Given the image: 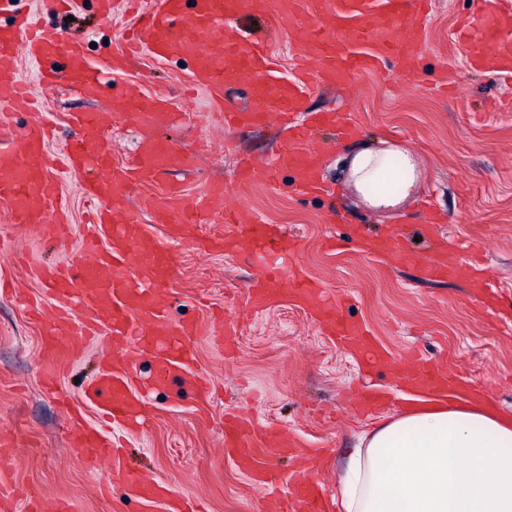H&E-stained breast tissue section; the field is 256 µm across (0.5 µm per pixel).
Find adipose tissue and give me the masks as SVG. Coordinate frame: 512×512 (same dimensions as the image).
<instances>
[{
  "mask_svg": "<svg viewBox=\"0 0 512 512\" xmlns=\"http://www.w3.org/2000/svg\"><path fill=\"white\" fill-rule=\"evenodd\" d=\"M392 152L364 151L351 166L376 207L409 195L413 163L393 184ZM346 512H512V420L492 407L427 401L362 438L340 478Z\"/></svg>",
  "mask_w": 512,
  "mask_h": 512,
  "instance_id": "1",
  "label": "adipose tissue"
}]
</instances>
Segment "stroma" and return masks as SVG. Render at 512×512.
I'll return each mask as SVG.
<instances>
[{"mask_svg": "<svg viewBox=\"0 0 512 512\" xmlns=\"http://www.w3.org/2000/svg\"><path fill=\"white\" fill-rule=\"evenodd\" d=\"M127 2L112 0L106 18L98 0H74L68 23L54 0H21V9L36 12L43 25L66 28L84 41L87 59L101 74L100 91L89 99L63 83L42 86L38 67L21 61V80L42 97L57 124L49 145L52 160L63 158L69 113L112 109L133 91L146 100L165 97L177 121L166 128L117 124L113 160L134 157L149 138L197 156L191 170L166 169L133 191L129 214L137 223L147 221L141 210L144 199H161L171 187L191 195L200 185L220 180L233 188L240 158L279 160L276 182L244 188L247 207L287 231L296 248L286 265L302 270L391 358L390 364L363 374L356 359L288 295L254 309L249 286L258 259L248 249L228 257L211 249L175 247L178 274L161 293L169 320L205 328L214 312L223 311L225 322L236 329L235 348L225 353L208 335L197 343L199 367L215 393L205 413L197 412L191 387L151 389L146 430L125 436L129 466L153 471L186 500L202 498L203 512H257L252 480L224 445V416L234 413L253 426L278 429L275 445L282 453L262 463L278 489L286 488L301 449H330L331 460L316 477L333 502L332 512H344L336 476L359 437L415 405L414 390L405 380V360L412 354L434 366L455 361L461 379L484 386L491 406L512 417V334L505 332L506 323H512V81L469 68L455 37L461 20L480 9L483 0H430L418 20L422 54L414 72L391 67L358 76L339 91L309 90L296 122H308L317 112L347 110L363 128L362 135L343 142L333 131L316 133L317 172L327 187L318 195L301 193L285 164L290 146L286 131L228 129L219 123L209 92L194 81L192 60L146 55L131 68L112 70L133 24ZM234 23L245 40H267L279 75H294L295 33L271 35L266 19L257 14L237 16ZM447 74L459 93L440 89ZM391 147L412 156L417 190L404 203L375 210L354 190L349 162L361 150ZM62 200L74 230L59 241L11 223L8 204L0 200V278L18 294L14 300L0 298V468L10 472L22 500L36 494L45 501L70 502L79 512H164L157 503L113 498L106 491L111 470L88 471L80 448L71 441L63 404L81 396L111 352L107 341L74 342L54 393L42 385L40 327L18 299L42 293L27 274L28 262L71 264L80 254L77 229L85 221L87 204L79 181L64 183ZM427 201L438 239L459 266L456 278L429 281L418 265L396 264L361 247L364 235L394 234L426 254L418 232ZM471 236L488 243L481 260L461 249ZM476 262L499 286L492 303L478 304L467 295V277ZM364 384L386 399L385 407L369 417L358 415L351 403L353 392Z\"/></svg>", "mask_w": 512, "mask_h": 512, "instance_id": "obj_1", "label": "stroma"}]
</instances>
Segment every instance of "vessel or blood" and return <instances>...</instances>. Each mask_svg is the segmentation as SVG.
Here are the masks:
<instances>
[{"label": "vessel or blood", "instance_id": "1", "mask_svg": "<svg viewBox=\"0 0 512 512\" xmlns=\"http://www.w3.org/2000/svg\"><path fill=\"white\" fill-rule=\"evenodd\" d=\"M427 5L428 0H156L135 19L133 50L160 59L191 58L201 84L215 95L248 84L252 107L242 109L225 102L220 118L229 128L261 126L302 111L311 85H342L357 75L380 72L391 61L403 69L414 68L421 52L415 15ZM253 13L265 15L277 33L299 24L301 15L312 14L310 24L299 25L298 59L305 65L300 74L277 75L265 49L241 39L231 20ZM459 38L471 65L500 78H512V10L478 11ZM60 56L68 59V69L40 71V80L65 82L84 94H95L98 71L66 31L39 28L23 12L0 23V87L10 90L9 97L0 99V200L9 204L12 223L34 228L44 237H60L72 230L61 187L67 179L83 176L84 198L95 219L80 229L81 264L31 271L56 307L44 324L41 367L46 384H53L63 337H109L118 356L96 374L83 395L109 426L87 428L77 417L72 424L89 469H96L100 459L111 458L113 486L135 491L144 502L157 503L169 498V486L150 473L127 468L112 431L128 427L141 416L144 384L134 373L139 356L152 359L154 383L164 385L176 379L194 387L200 384L194 365L202 330L195 323L170 322L157 298L177 271L173 249L197 243L194 231L202 223L237 225V234L219 239L228 256L245 244L260 260L278 259L288 250V236L281 227L257 217L241 221V197L223 183L213 182L202 185L190 199L180 188H171L164 202L147 212L150 223L165 225L163 239L140 246L144 227L121 219L134 188L152 181L167 167H192L195 159L171 144L149 140L142 144L137 163H113L108 145L112 114L108 111L71 114L72 136L60 167L48 155L55 136L51 117L15 138L10 116L34 108L30 90L18 76L20 60L37 64ZM118 106L130 122H166V113L148 111L138 98L122 99ZM314 156L312 130L294 128L288 161L304 192L315 189ZM456 270V264L438 255L426 258L422 266L428 278H449ZM284 290L311 307L341 344L365 353L370 364L384 362V352L364 329L344 318L335 302L324 299L310 281L297 274L264 271L250 289L252 302L258 308L266 306ZM416 380L432 392L458 385L452 372L441 368L421 369ZM224 441L235 449L239 467L251 472L262 512H326L323 489L313 477L314 456L303 457L290 487L282 493L254 470L257 458L273 453L257 431L228 416Z\"/></svg>", "mask_w": 512, "mask_h": 512}]
</instances>
